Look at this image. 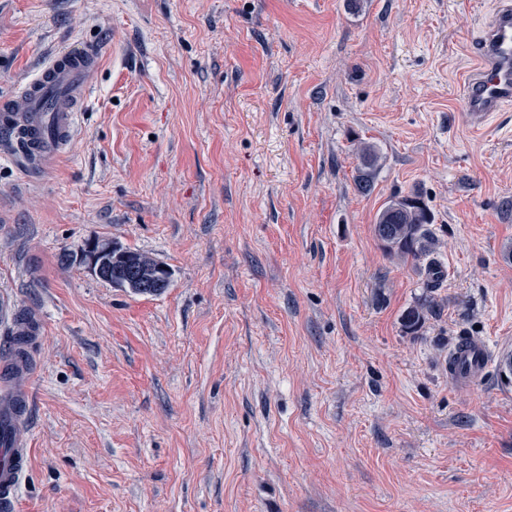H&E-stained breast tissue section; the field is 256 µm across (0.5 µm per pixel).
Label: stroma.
<instances>
[{
  "instance_id": "35a3bbf8",
  "label": "stroma",
  "mask_w": 512,
  "mask_h": 512,
  "mask_svg": "<svg viewBox=\"0 0 512 512\" xmlns=\"http://www.w3.org/2000/svg\"><path fill=\"white\" fill-rule=\"evenodd\" d=\"M497 7L0 0V97L105 47L69 153L0 150V301L46 325L18 512H512V376L448 380L458 337L512 353V106L475 133L458 96ZM410 194L431 291L374 234ZM94 240L169 288L100 279ZM118 247L106 241L91 242L82 255V261L87 267L102 278L107 275L109 265L112 262V251ZM120 250L123 251L121 255H119L115 261L112 263V278H104L103 280L108 281L112 283L114 286L115 283H117L118 279H123V273L124 269L128 262H131L133 264L137 263H149L154 262L155 259L145 255V253L136 251V250H130V249H123L120 248ZM432 306L433 299L431 296H426L423 300L407 308L402 316L404 328L409 332L418 331L425 322L426 316L431 311Z\"/></svg>"
}]
</instances>
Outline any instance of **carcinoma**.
<instances>
[{
  "mask_svg": "<svg viewBox=\"0 0 512 512\" xmlns=\"http://www.w3.org/2000/svg\"><path fill=\"white\" fill-rule=\"evenodd\" d=\"M374 233L387 255L403 261L417 263L427 261L425 266L426 287L435 288L444 277L443 267L433 259L439 245L432 229V216L427 206L417 197H401L390 203L379 213L374 224ZM153 258L136 250L125 249L112 263V284L123 278L127 263H149ZM433 299L429 296L407 308L402 316L404 328L418 331L431 311Z\"/></svg>",
  "mask_w": 512,
  "mask_h": 512,
  "instance_id": "cac0c4a2",
  "label": "carcinoma"
}]
</instances>
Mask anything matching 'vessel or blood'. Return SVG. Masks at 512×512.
Returning a JSON list of instances; mask_svg holds the SVG:
<instances>
[{"instance_id":"vessel-or-blood-1","label":"vessel or blood","mask_w":512,"mask_h":512,"mask_svg":"<svg viewBox=\"0 0 512 512\" xmlns=\"http://www.w3.org/2000/svg\"><path fill=\"white\" fill-rule=\"evenodd\" d=\"M474 61L460 82L466 123L483 131L494 112L512 104V0H500L493 19L469 46ZM101 60V45L64 48L31 79L0 100V140L25 158L32 172L47 170L70 147L77 115L86 104L89 78ZM7 336L0 340V363L12 371L0 382V512H15L19 489L30 461L28 416L34 370L19 346L38 343L44 333L41 317L7 309ZM512 372V358L493 357L487 344L462 338L448 359V379L466 387L479 383L490 365Z\"/></svg>"}]
</instances>
